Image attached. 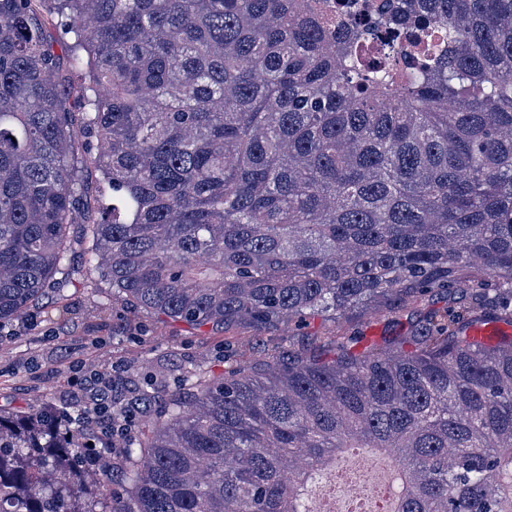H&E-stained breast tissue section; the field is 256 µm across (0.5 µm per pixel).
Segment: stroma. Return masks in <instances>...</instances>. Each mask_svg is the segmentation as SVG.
<instances>
[{"mask_svg": "<svg viewBox=\"0 0 512 512\" xmlns=\"http://www.w3.org/2000/svg\"><path fill=\"white\" fill-rule=\"evenodd\" d=\"M403 312L370 315L356 309L334 319L317 316L301 333L291 327L229 331L161 321L113 295L99 274L77 273L63 295L49 294L20 318L0 325V405L20 410L36 399L77 410L73 397L79 378L69 365L80 353L86 369L120 380L118 399L138 395L141 372L164 375L190 364L221 378L225 371L260 369L290 353L332 358L345 337H359L356 351L385 347L386 337L405 334Z\"/></svg>", "mask_w": 512, "mask_h": 512, "instance_id": "35a3bbf8", "label": "stroma"}]
</instances>
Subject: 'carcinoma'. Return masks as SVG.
Wrapping results in <instances>:
<instances>
[{"label":"carcinoma","mask_w":512,"mask_h":512,"mask_svg":"<svg viewBox=\"0 0 512 512\" xmlns=\"http://www.w3.org/2000/svg\"><path fill=\"white\" fill-rule=\"evenodd\" d=\"M75 224L85 272L196 328L448 307L151 380L106 473L0 408V512H315L351 448L404 463L395 512H512V336L471 335L512 323V0H0V323L67 286Z\"/></svg>","instance_id":"1"}]
</instances>
